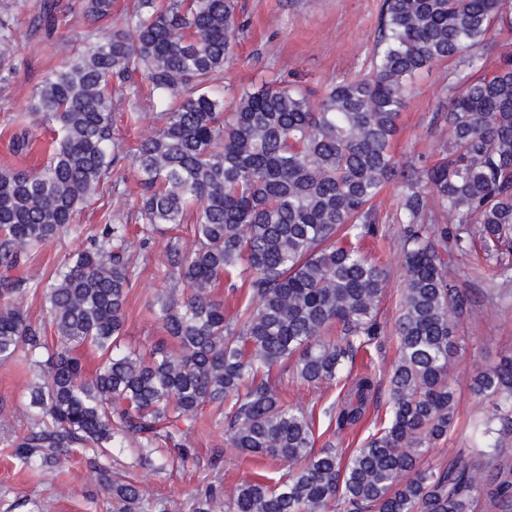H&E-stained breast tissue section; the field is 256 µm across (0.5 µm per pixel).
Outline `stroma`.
<instances>
[{
	"instance_id": "1",
	"label": "stroma",
	"mask_w": 512,
	"mask_h": 512,
	"mask_svg": "<svg viewBox=\"0 0 512 512\" xmlns=\"http://www.w3.org/2000/svg\"><path fill=\"white\" fill-rule=\"evenodd\" d=\"M74 8L73 21L56 31L52 39L32 35L31 25L41 0H0L9 5L16 27L14 55L19 72L12 83L0 89V167L32 168L46 164L53 132L46 125L32 128L28 155L11 150L12 114L26 111L43 74L63 64L85 47V36L104 38L124 22L133 0H113L112 19L94 24L81 10V0H67ZM236 12L246 28L236 39L235 55L226 66L225 82L234 87L252 86L276 79L321 93L330 83L353 76L366 67L378 31L382 0H235ZM448 104V66L439 64L416 82L413 95L400 117V133L394 150L401 163L429 164L440 158L448 142L446 131L433 129L434 113ZM140 112L139 123H129L127 112ZM157 109L145 99H129L114 111L113 135L123 149L134 148L158 125ZM379 218L377 237L364 243L365 252L386 271L385 290L378 304L383 333L377 344L361 350L353 361L357 373L374 372L386 380L396 358L394 323L399 315L404 287L403 254L400 249V190L387 186L376 202ZM125 195L107 194L76 216L81 234H71L47 245L29 262L26 274L47 278L76 249L83 235L103 224L110 214L125 210ZM166 234H156L148 253L137 261V283L125 308V338L122 350L147 349L161 332L149 310L155 296L165 291ZM450 275L471 298V312L457 325L461 347L454 356L453 388L457 401L454 428L423 457L422 466L446 468L471 445L470 423L483 415L470 390L471 379L486 364L502 354H512V295L501 296L494 287L500 278L493 261L474 255L454 262ZM284 404L299 406L315 414V446H331L348 453L383 423L387 392L379 390L357 428L340 431L324 415L334 403L338 387H314L300 382L290 370L274 369ZM35 380L32 369L21 363L0 364V406L11 417L0 427V512H28L37 502L41 512H112V496L98 482L80 453L62 456L56 469L23 466L8 445L11 434L27 425V395ZM211 411H200L198 426L191 436L194 458L185 467L154 471L138 465L134 447L116 454L114 468L127 471L136 484L145 486L152 497L166 500L171 512H188L189 500L202 484L231 490L247 480L275 482L280 475L276 462L240 453L226 447L224 438L210 425Z\"/></svg>"
}]
</instances>
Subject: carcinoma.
<instances>
[{
  "mask_svg": "<svg viewBox=\"0 0 512 512\" xmlns=\"http://www.w3.org/2000/svg\"><path fill=\"white\" fill-rule=\"evenodd\" d=\"M86 18L111 17L112 0H82ZM235 0H134L124 26L87 43L48 72L28 114L11 124L57 126L40 168L0 169V362L38 368L29 425L11 438L27 467L54 468L79 448L118 512H168L112 471L128 438L137 459L185 466L199 410L231 448L276 462L273 485L243 481L224 495L196 492L191 512H512V355L473 378L486 405L483 449L444 469H423L428 448L456 421L451 359L467 294L449 276L479 242L512 280V0H382L368 72L314 99L274 81L231 102L213 86L232 58ZM69 7L42 0L36 29L51 36ZM15 28L0 15V87L18 73ZM448 61V109L432 124L449 144L432 165L403 167L392 152L415 79ZM142 72L144 84L125 83ZM146 96L161 122L133 155L141 193L86 236L45 284L14 271L73 223L120 161L112 137L114 93ZM401 190L404 282L388 374L389 416L348 457L315 450L313 415L283 404L271 380L287 367L301 382L342 385L324 414L358 426L374 398L372 374L347 369L382 329L384 269L356 243L378 233L373 200ZM444 219L431 214L428 201ZM194 218V240L171 236L169 281L150 311L164 338L148 352L115 353L134 288L133 251L159 224ZM248 303L230 318L214 289L237 281ZM40 297L47 322L25 302ZM57 336L51 345L47 327ZM97 354L86 373L77 351Z\"/></svg>",
  "mask_w": 512,
  "mask_h": 512,
  "instance_id": "cac0c4a2",
  "label": "carcinoma"
}]
</instances>
